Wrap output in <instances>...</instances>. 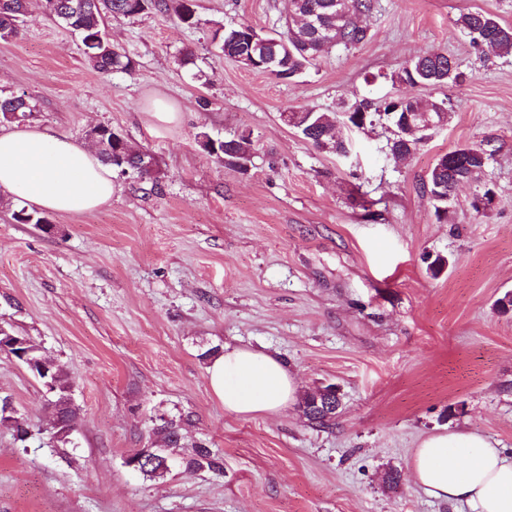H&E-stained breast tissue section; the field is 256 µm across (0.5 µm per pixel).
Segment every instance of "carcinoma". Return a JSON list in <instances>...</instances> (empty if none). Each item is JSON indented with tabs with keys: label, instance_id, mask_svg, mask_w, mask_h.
Here are the masks:
<instances>
[{
	"label": "carcinoma",
	"instance_id": "cac0c4a2",
	"mask_svg": "<svg viewBox=\"0 0 512 512\" xmlns=\"http://www.w3.org/2000/svg\"><path fill=\"white\" fill-rule=\"evenodd\" d=\"M329 0H288V13L291 22L285 30L266 36V49L285 60V64L275 78L288 82L297 78L309 67L315 65L329 49L323 47L314 36V31L305 22L313 14L323 18L325 24L335 29L336 44L354 46L367 39V29L357 22V17L371 12L374 0H351L352 11L348 18L336 19L329 11ZM38 8L49 15L58 25L77 34L80 38L84 58L100 73L123 71L131 73L136 68V60L131 55L118 50L105 35L109 19L133 18L150 10L171 12L185 26L192 28L198 24L196 0H0V41H8L22 33L24 17L31 8ZM457 23L471 36L472 43L486 47L499 55H512V25L502 24L483 12L462 14ZM253 27L248 24L222 26L215 30L213 39L218 41L224 57L234 60L247 70L263 72L265 68L253 60L249 53L247 37ZM460 78L457 63L443 53H426L405 63L393 76V81L409 86H435ZM446 111L441 104H428L415 96H399L374 108L365 101H357L348 112L352 124L373 123L383 117L390 120L396 129L409 127L408 121L416 122L419 116ZM33 112L32 106L19 101V96L0 97V122H20ZM284 121L302 135L304 139L320 149H328L337 154L347 152V144L338 130L339 118L334 113L302 109L287 113ZM96 135L107 142L109 148L99 152L102 161L118 168L122 165L135 167L136 155L124 151L127 140L124 135L108 125L91 128L87 135ZM426 140L419 132L406 137L395 136L390 142L391 154L404 159L410 156ZM215 157L225 165L243 170L252 159L251 135L242 132L230 138L217 141ZM490 154L480 145H461L441 155L427 175L425 189L435 201L437 215L448 213L452 200L448 192L455 182L468 175L481 173L488 164ZM56 392L48 399L52 411L49 432L51 439L59 446L70 444L68 432L75 431L78 412L71 401L69 390L72 377L67 367L59 362L53 367ZM316 399V392L306 393L300 408L306 420L315 426H326L333 416L314 414L309 408ZM183 418L161 419L155 433L164 442L157 452L169 456L182 453ZM179 466L187 472H222L221 456L205 445L195 446L192 452L179 459ZM138 472L150 481L161 480L170 469L161 464H140Z\"/></svg>",
	"mask_w": 512,
	"mask_h": 512
}]
</instances>
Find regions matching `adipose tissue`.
I'll return each mask as SVG.
<instances>
[{
  "mask_svg": "<svg viewBox=\"0 0 512 512\" xmlns=\"http://www.w3.org/2000/svg\"><path fill=\"white\" fill-rule=\"evenodd\" d=\"M113 169L97 153L34 126L0 132V191L37 208L89 213L108 205ZM210 386L225 411L274 416L294 402L298 382L275 357L234 348L212 360ZM409 470L428 497L469 512H512V454L484 435L433 433L413 449Z\"/></svg>",
  "mask_w": 512,
  "mask_h": 512,
  "instance_id": "ef3b65f1",
  "label": "adipose tissue"
}]
</instances>
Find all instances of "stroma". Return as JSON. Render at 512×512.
<instances>
[{"mask_svg":"<svg viewBox=\"0 0 512 512\" xmlns=\"http://www.w3.org/2000/svg\"><path fill=\"white\" fill-rule=\"evenodd\" d=\"M286 11L287 0H198L194 28L156 11L109 21L137 61L129 74L90 68L78 38L38 13L0 41V97L26 94L29 123L83 146L90 127L112 126L160 171L155 183L116 178L109 205L39 225L17 223L20 202L0 192V325L69 369L79 412L74 445L54 446L42 386L0 354V396L34 430L22 445L0 425V512H468L415 485L413 448L464 429L512 451V313L495 307L512 292V55L474 48L457 24L483 11L512 25V0H375L365 42L292 82L212 41L219 24L281 29ZM429 51L457 60L458 82H392ZM406 93L446 101L449 121L403 162L388 121L344 128L343 156L283 120ZM157 99L173 119L150 113ZM203 132L250 133L249 171L205 153ZM460 144L491 158L440 219L423 182ZM488 187L492 205L475 211ZM227 347L275 354L302 391L337 385L335 419L311 425L296 405L227 413L206 356ZM178 415L185 447L218 451L223 472L149 481L126 466L159 446L160 417ZM391 470L403 476L393 488Z\"/></svg>","mask_w":512,"mask_h":512,"instance_id":"stroma-1","label":"stroma"}]
</instances>
